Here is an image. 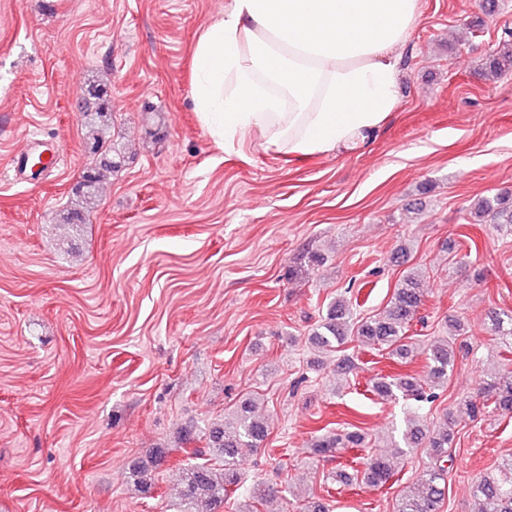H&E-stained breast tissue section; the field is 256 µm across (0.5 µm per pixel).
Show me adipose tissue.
<instances>
[{"label": "adipose tissue", "instance_id": "ef3b65f1", "mask_svg": "<svg viewBox=\"0 0 512 512\" xmlns=\"http://www.w3.org/2000/svg\"><path fill=\"white\" fill-rule=\"evenodd\" d=\"M419 18V0H229L196 46L199 120L221 146L356 147L398 106L392 54Z\"/></svg>", "mask_w": 512, "mask_h": 512}]
</instances>
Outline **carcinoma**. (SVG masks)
Wrapping results in <instances>:
<instances>
[{"mask_svg":"<svg viewBox=\"0 0 512 512\" xmlns=\"http://www.w3.org/2000/svg\"><path fill=\"white\" fill-rule=\"evenodd\" d=\"M511 70L512 49L494 52L487 58L482 76L495 80ZM88 88L91 89L90 96L98 103L82 113V127L91 153L100 156V161L86 168L70 207L59 214L57 228L64 244L80 235L87 217L97 206L103 172L119 170L125 157L123 143L111 135L112 106L102 99L103 90L99 85L91 83ZM469 220L472 224L489 222L512 229V192L505 190L478 198L471 207ZM426 293L422 271L411 267L399 280L389 304L377 315L357 317L353 304L345 298L328 303L310 341L319 348H332L353 336L363 343L388 350L399 360H406L413 355L415 347L405 341V335L424 305ZM490 322L493 335L504 343L512 340V314L505 317L497 313ZM425 356L428 360L425 377H379L371 386V391L383 400L406 401L412 416L407 420L403 445L390 442L381 446L354 475L342 467L335 471L336 482L342 485H349L358 477L366 486L383 487L395 476V456L406 449L420 447L421 439H426L423 447L427 460L425 469L418 477L415 491L398 498L395 512H440L448 489L449 463L453 462L454 454L452 418L444 415L443 422L427 433L416 421V414L434 402L438 390L448 383L455 347L440 340L428 347ZM457 409L474 420L495 411L512 414V370L498 373L476 395L459 398ZM268 434L267 422L256 414L254 400L247 398L235 405L224 423L209 429L206 450L184 449L187 458L178 470L183 484L182 495L188 505L185 512H216L224 501L241 491L239 462L242 450L260 447ZM364 442L363 433L336 430L315 437L312 448L316 456L333 461L350 449L364 447ZM498 470L507 478L485 476L475 485L474 496L480 501L477 512H512V455L499 463ZM130 479L140 491L152 487L151 471L143 464L133 467Z\"/></svg>","mask_w":512,"mask_h":512,"instance_id":"carcinoma-1","label":"carcinoma"}]
</instances>
